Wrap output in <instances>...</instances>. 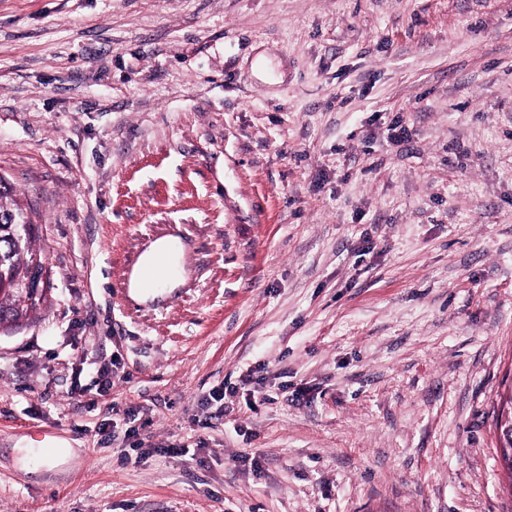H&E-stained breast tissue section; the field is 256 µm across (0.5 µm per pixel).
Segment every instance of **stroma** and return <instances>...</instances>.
I'll return each mask as SVG.
<instances>
[{"label": "stroma", "instance_id": "stroma-1", "mask_svg": "<svg viewBox=\"0 0 512 512\" xmlns=\"http://www.w3.org/2000/svg\"><path fill=\"white\" fill-rule=\"evenodd\" d=\"M0 178V512H512V0H0ZM13 191L0 180V328H16L34 319L33 310L42 309L45 296L30 297V304L15 291V285L28 278L30 266L40 256L34 244V224L29 213L12 198ZM29 217L26 230L19 222ZM183 248L182 243L176 237H166L152 243L141 255L139 265L161 263L171 269L174 268V273L164 278L159 287L154 291L143 293L140 291L141 266L139 268L137 266L129 280L132 296L140 300L154 299L167 294L174 288H178L183 282L182 271L179 265Z\"/></svg>", "mask_w": 512, "mask_h": 512}]
</instances>
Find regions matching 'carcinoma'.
<instances>
[{
	"instance_id": "obj_1",
	"label": "carcinoma",
	"mask_w": 512,
	"mask_h": 512,
	"mask_svg": "<svg viewBox=\"0 0 512 512\" xmlns=\"http://www.w3.org/2000/svg\"><path fill=\"white\" fill-rule=\"evenodd\" d=\"M29 213L12 198V191L0 181V328H16L35 318L33 310L43 306L45 297L23 301L15 285L28 278L34 258L40 255L34 244V224L19 228ZM505 421L500 424L498 438L504 465L512 471V430Z\"/></svg>"
}]
</instances>
